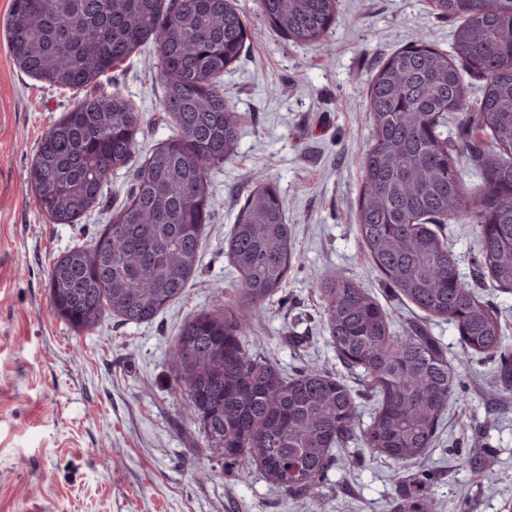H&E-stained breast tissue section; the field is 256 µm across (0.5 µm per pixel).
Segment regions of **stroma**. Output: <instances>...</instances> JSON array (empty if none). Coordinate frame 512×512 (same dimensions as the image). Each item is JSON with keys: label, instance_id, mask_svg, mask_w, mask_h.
<instances>
[{"label": "stroma", "instance_id": "35a3bbf8", "mask_svg": "<svg viewBox=\"0 0 512 512\" xmlns=\"http://www.w3.org/2000/svg\"><path fill=\"white\" fill-rule=\"evenodd\" d=\"M237 5L249 39L222 84L242 116L239 145L210 173L218 204L196 271L183 297L153 320L108 315L78 333L51 311L49 270L72 246L94 243L126 202L132 175L112 174L102 203L77 223L42 214L27 171L41 138L80 96L19 70L6 39L12 0H0V512H295L257 468L227 464L208 448L186 413L170 353L185 321L237 304L253 353L289 374L314 366L345 380L366 426L372 405L328 341L314 286L332 269L375 296L395 330L420 323L440 340L454 396L434 447L418 460L398 464L356 440L334 450L309 512H416L425 501L435 512H512V374L496 357L463 354L454 324L397 297L355 223L369 83L401 47L424 39L450 50L456 20L428 0H339L333 32L321 45L298 46L264 19L259 0ZM100 88L142 115L136 162L173 134L153 44L113 67ZM268 183L283 199L295 257L286 285L255 306L242 300L225 240L247 193ZM436 231L512 348V293L479 268L473 225L451 221Z\"/></svg>", "mask_w": 512, "mask_h": 512}]
</instances>
